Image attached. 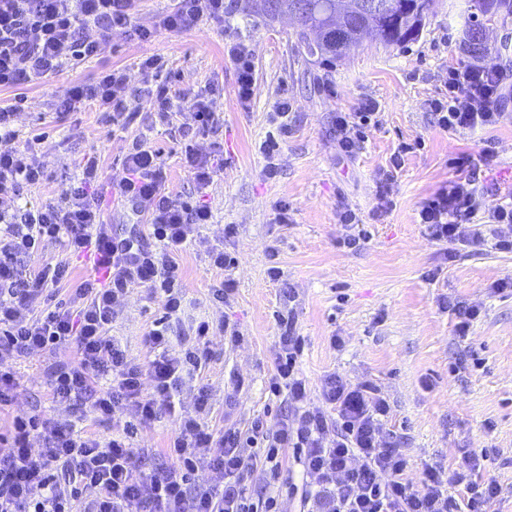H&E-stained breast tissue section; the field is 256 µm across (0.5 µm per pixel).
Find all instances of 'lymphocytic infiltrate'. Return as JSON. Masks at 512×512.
Instances as JSON below:
<instances>
[{"instance_id": "f902f5d3", "label": "lymphocytic infiltrate", "mask_w": 512, "mask_h": 512, "mask_svg": "<svg viewBox=\"0 0 512 512\" xmlns=\"http://www.w3.org/2000/svg\"><path fill=\"white\" fill-rule=\"evenodd\" d=\"M138 0H0V88L28 86L59 71L65 60L97 56L99 40L88 25L107 31L126 25ZM224 0H178L164 16L161 28L189 31L205 21L223 19ZM227 55L236 72L237 98L248 105L255 86V65L249 44L231 43ZM129 77L125 70L103 71L96 83L73 84L60 97L59 108L71 112L89 101L103 111L124 116ZM212 89L176 94L167 85L149 89L156 120H167L177 108L190 109L196 130L212 131L221 117L212 107ZM512 102V83L498 65L487 63L448 70L444 90L431 102L435 124L448 132L493 128L502 108ZM18 107L0 105V197L19 195L23 186L43 180L36 144L10 148ZM194 169L198 199L185 200L166 192L157 151L133 145L123 174L103 187L99 160L85 154L76 182L60 198L36 208L0 210V407L9 405L17 387L11 362L35 350L73 349L72 360L56 361L50 372L55 401H82L98 415L124 417L122 435L102 439L62 418L37 414L16 418L11 448L0 457V512H71L87 489L96 497L87 512H278L277 500L261 506L250 502L242 477L250 471L255 447L266 450L271 479H279L280 450L292 449L303 472L317 491L320 512H488L500 490L490 474L487 455L463 452L453 473L428 466L422 490H414L405 474L409 461L384 439L387 401L367 385L348 386L335 373L322 382L323 403L306 406V383L296 372L300 342L294 321L281 319L276 372L269 383L273 395L287 394L296 405L294 417L281 418L269 430L256 418L248 431L228 428L215 433L208 424L207 392H199L193 409H177L175 397L209 354V322L195 327L196 343L178 353L169 351V326L156 322L144 342L153 351L148 364L128 356L111 334L112 319L130 288L143 286L160 294L167 315L182 307L176 286L178 257L212 210L201 194L224 170V153L199 155L186 148ZM463 176L441 184L422 201L417 212L431 239L466 247L493 245L512 252V200L487 206L477 187L470 158H458ZM114 195L145 216L147 230L122 235L103 215L106 195ZM57 241L67 253H90L105 279L88 275L74 289L68 306L35 317V297L48 286L70 281L69 264L60 262L30 268L46 240ZM151 393H143L144 381ZM174 415L177 428L166 448L179 465L177 472L156 474L134 464L136 454L127 437L150 424L160 412ZM335 440H328V433ZM43 442L39 452L31 436ZM211 474L201 486L192 479L198 471ZM463 487L462 497L449 494L448 484Z\"/></svg>"}]
</instances>
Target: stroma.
Instances as JSON below:
<instances>
[{
  "label": "stroma",
  "mask_w": 512,
  "mask_h": 512,
  "mask_svg": "<svg viewBox=\"0 0 512 512\" xmlns=\"http://www.w3.org/2000/svg\"><path fill=\"white\" fill-rule=\"evenodd\" d=\"M247 2L233 0L223 22L180 33L158 30L143 41L137 28L157 27L177 0H140L139 11L129 24L113 29L97 56L66 62L24 88L13 145L22 147L28 137L45 134L39 156L45 179L24 187L18 198L0 200V208L37 207L58 199L92 150L102 177L119 178L136 140L159 151L166 190L190 196L196 184L186 144L202 155L223 149L224 171L205 195L212 221L200 226L179 257L185 301L170 320V352L192 344V325L205 320L217 326L198 380L180 393L183 405L192 406L199 387H206L209 424L218 431L232 425L247 432L259 416L273 427L292 414L287 396H273L268 389L280 334L276 316L291 309L309 405L320 404L323 378L331 372L352 387L375 385L390 405L386 430L410 461V481L420 483L428 465L453 471L462 451L485 453L494 460L491 474L501 488L493 512H512V292L494 289L496 282L512 277V253L436 242L417 222L419 204L458 176L454 160L463 155L480 158L484 149L493 151L478 168L486 205L512 191V107L483 133H449L434 124L429 101L443 89L449 67L470 62L459 28L450 23L451 0H437L417 40L388 47L368 37L332 64L299 52L297 27L289 18L246 11ZM231 40L245 41L254 53L256 87L246 107L237 100L235 70L224 55V44ZM150 55L164 58L158 80L173 89L213 86V108L223 125L197 133L194 116L186 110L173 113L167 124L153 122L139 70ZM113 67L130 77L126 101L137 114L134 123H113L91 102L74 112L59 110L67 86L93 82ZM283 95L290 102L288 132L280 139L279 173L270 179L259 146L275 131L268 114ZM367 99L377 102L379 121L363 128L354 155H344L336 115L358 111ZM417 140L421 148L407 154L400 169H391L398 146ZM388 169L394 172L393 206L377 218L379 179ZM283 203L288 206L284 218L279 215ZM346 208L359 213L361 223L339 224ZM228 224L236 232L227 239ZM349 233L361 235L359 249L341 246ZM219 245L237 258L236 291L225 304L212 296L224 273L208 259ZM274 262L282 270L277 281L268 276ZM288 287L295 291L290 304L283 298ZM444 297L479 308L467 335H458L454 315L441 309ZM163 314L161 302L147 289L133 288L117 309L112 334L130 357L148 362L152 354L144 336ZM223 322L239 327L242 342L225 340L218 329ZM335 336L340 344H332ZM54 360L53 354L36 351L14 361L18 386L12 403L0 409V455L9 451L14 418L33 412L68 419L105 439L122 431V422L99 417L88 407L53 401ZM174 431V422L163 417L132 436L143 468L175 469L165 453ZM279 461L283 480L276 484L266 477L265 461H257L245 479L249 496L275 497L279 512H308L302 497L306 479L292 451L283 452Z\"/></svg>",
  "instance_id": "35a3bbf8"
}]
</instances>
